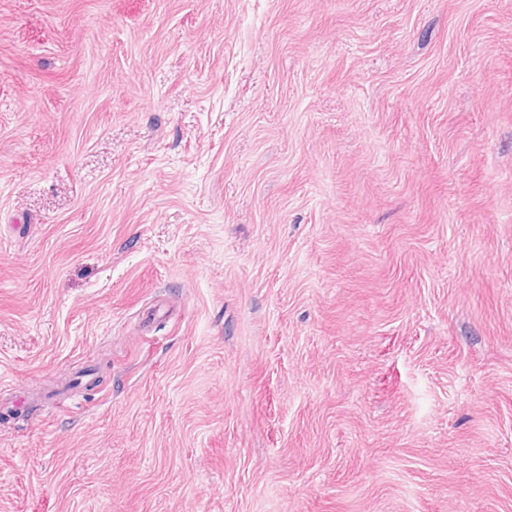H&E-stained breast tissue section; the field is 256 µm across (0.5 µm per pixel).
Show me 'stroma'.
I'll use <instances>...</instances> for the list:
<instances>
[{"label": "stroma", "mask_w": 512, "mask_h": 512, "mask_svg": "<svg viewBox=\"0 0 512 512\" xmlns=\"http://www.w3.org/2000/svg\"><path fill=\"white\" fill-rule=\"evenodd\" d=\"M0 512H512V0H0Z\"/></svg>", "instance_id": "1"}]
</instances>
